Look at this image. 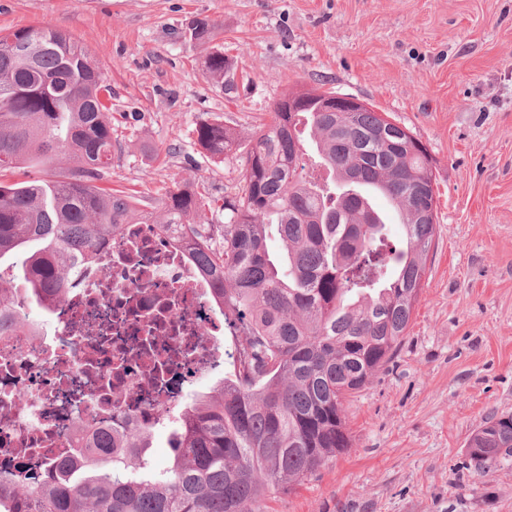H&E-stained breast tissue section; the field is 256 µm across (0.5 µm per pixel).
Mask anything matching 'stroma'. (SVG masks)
<instances>
[{"label":"stroma","instance_id":"1","mask_svg":"<svg viewBox=\"0 0 512 512\" xmlns=\"http://www.w3.org/2000/svg\"><path fill=\"white\" fill-rule=\"evenodd\" d=\"M209 20L233 82L208 80ZM40 22L86 46L112 86L101 187L159 206L178 184L234 196L246 155L208 158L218 119L249 141L296 88L358 98L426 146L437 192L429 277L395 362L345 403L348 451L267 512H512V466L467 441L512 414V0H0V31ZM191 36L198 44L204 46L201 62L202 70L209 80L224 84V82L234 77V65L231 59L224 56V51L221 49L209 47L212 40V31L207 20L201 19L193 22Z\"/></svg>","mask_w":512,"mask_h":512}]
</instances>
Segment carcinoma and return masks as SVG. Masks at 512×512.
I'll return each instance as SVG.
<instances>
[{
	"mask_svg": "<svg viewBox=\"0 0 512 512\" xmlns=\"http://www.w3.org/2000/svg\"><path fill=\"white\" fill-rule=\"evenodd\" d=\"M191 36L209 80L234 77L207 20ZM333 96L284 94L247 143L222 122L197 124L209 158L247 155L224 223L206 224L212 201L193 185L170 191L158 211L97 185L115 149L112 87L85 46L48 23L0 35V173L60 156L77 163L63 179L0 181V264L49 309L103 240L124 224H153L199 263L236 328L232 370L181 411L166 469L144 460L150 432L114 434L103 442L111 453L78 454L37 491L0 476V512H265L269 496L351 447L344 403L394 361L428 279L435 178L409 129L368 105L332 112L322 101ZM307 138L329 170L324 181L306 172ZM366 182L384 187L400 214V241ZM273 234L279 253L268 248ZM24 310L0 309V335L26 329ZM468 448L483 474L512 462V415L489 418Z\"/></svg>",
	"mask_w": 512,
	"mask_h": 512,
	"instance_id": "carcinoma-1",
	"label": "carcinoma"
}]
</instances>
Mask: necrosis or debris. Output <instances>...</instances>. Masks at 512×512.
<instances>
[{"label": "necrosis or debris", "mask_w": 512, "mask_h": 512, "mask_svg": "<svg viewBox=\"0 0 512 512\" xmlns=\"http://www.w3.org/2000/svg\"><path fill=\"white\" fill-rule=\"evenodd\" d=\"M229 331L197 262L123 225L47 319L0 336V472L31 490L104 436L156 427L232 358Z\"/></svg>", "instance_id": "4bbe7bcc"}]
</instances>
